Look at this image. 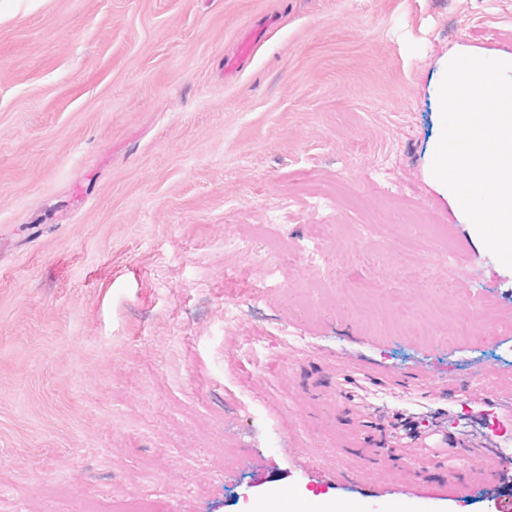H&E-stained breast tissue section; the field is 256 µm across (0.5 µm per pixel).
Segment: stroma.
I'll list each match as a JSON object with an SVG mask.
<instances>
[{
    "instance_id": "obj_1",
    "label": "stroma",
    "mask_w": 512,
    "mask_h": 512,
    "mask_svg": "<svg viewBox=\"0 0 512 512\" xmlns=\"http://www.w3.org/2000/svg\"><path fill=\"white\" fill-rule=\"evenodd\" d=\"M458 54L512 0H0V512H505L462 446L512 450V269L427 176ZM267 29L263 27L250 28L242 37L238 50L228 57L225 63L227 76L236 74L243 64L251 57L256 46L264 39ZM492 378L495 386L489 404L504 414L510 423L512 417V372L494 371ZM299 499L306 503L313 504L316 512H359L360 508L357 504L351 502H337L334 503L332 508L328 507L327 498L325 495L318 497L313 496L310 492H303L300 494Z\"/></svg>"
}]
</instances>
